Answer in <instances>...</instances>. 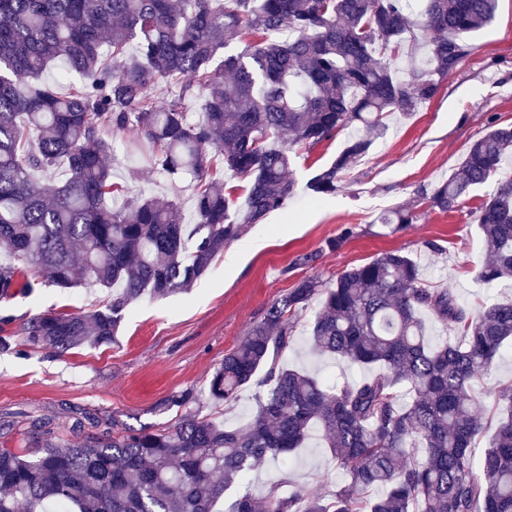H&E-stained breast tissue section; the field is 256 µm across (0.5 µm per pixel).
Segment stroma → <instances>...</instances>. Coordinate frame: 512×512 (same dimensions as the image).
<instances>
[{
  "mask_svg": "<svg viewBox=\"0 0 512 512\" xmlns=\"http://www.w3.org/2000/svg\"><path fill=\"white\" fill-rule=\"evenodd\" d=\"M468 39L473 52L442 82L434 99L411 117L390 121L385 138L346 175L336 194L314 203L306 184L345 147L349 131L310 147L294 146L293 196L284 209L246 233L247 238L263 239V248L244 253L239 242H232L187 292L134 302L124 311L111 345H86L63 355L26 346L19 329L29 318L48 310L86 313L107 297L101 288H59L41 273L28 271L32 290L6 307L13 321L5 330L13 334L16 347L0 353V409L65 403L115 415L134 428L161 431L173 427L181 415L178 408L168 407V400L191 389L198 394L201 414L242 426L256 409V387L246 388L236 402L217 405L208 398V381L225 353L300 281L313 278L327 288L345 271L400 251L419 257L429 285H448L468 306L484 301L486 291L473 282L484 245L471 213L493 192V184L475 189L453 212L423 202L414 223L381 221L387 211L414 200L421 188H432L454 174L467 147L490 121L512 125V0H498L492 23ZM108 141L112 180L121 186L123 197L175 199L183 213L191 212L193 181L155 170L150 143L122 133L109 135ZM347 228L351 236L339 248H330V241ZM320 307L316 299L303 312L282 363L332 382L360 379L364 369L313 355L310 322ZM284 479L324 495L342 484L344 476L314 436L291 468L260 467L245 485L261 497Z\"/></svg>",
  "mask_w": 512,
  "mask_h": 512,
  "instance_id": "stroma-1",
  "label": "stroma"
}]
</instances>
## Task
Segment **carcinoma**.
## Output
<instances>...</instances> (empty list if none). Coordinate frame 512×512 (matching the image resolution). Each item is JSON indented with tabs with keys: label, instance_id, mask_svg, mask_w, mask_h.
Masks as SVG:
<instances>
[{
	"label": "carcinoma",
	"instance_id": "obj_1",
	"mask_svg": "<svg viewBox=\"0 0 512 512\" xmlns=\"http://www.w3.org/2000/svg\"><path fill=\"white\" fill-rule=\"evenodd\" d=\"M0 0V303L32 288L26 271L59 288L110 290L87 314L44 312L21 328L31 348L60 354L114 341L133 302L188 290L224 253L294 194L291 146L354 129L307 186L335 194L344 174L386 135L385 119L409 116L473 51L463 35L490 24L497 0ZM429 35L427 59L400 76L397 60ZM250 40L221 54L232 40ZM85 78L69 94L41 82L57 60ZM171 87L164 105L154 90ZM200 101L191 119L186 102ZM156 148L155 165L196 180L195 222L174 200L112 198L106 131ZM292 136L289 142L282 133ZM512 154V125L490 123L457 173L420 195L457 209ZM248 180L244 200L213 177L216 162ZM63 168L55 181L48 173ZM485 259L474 280L512 285V178L474 212ZM413 205L383 224H410ZM315 352L370 370L328 385L280 364L300 314L316 298ZM451 337L427 335L425 316ZM512 344V299L462 306L430 286L401 252L341 274L321 288L303 280L215 370L208 394L238 400L254 384L249 423L230 427L185 408L173 429H135L96 409L24 412L37 450L0 448V512H512V383L486 391L497 424L484 432L475 383ZM321 433L346 475L323 496L280 485L261 499L233 490L251 472Z\"/></svg>",
	"mask_w": 512,
	"mask_h": 512
}]
</instances>
